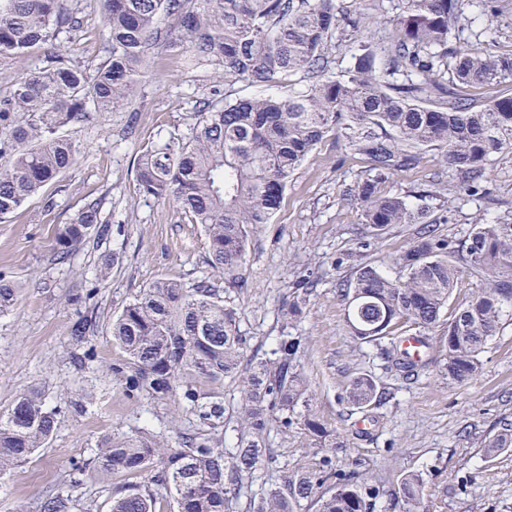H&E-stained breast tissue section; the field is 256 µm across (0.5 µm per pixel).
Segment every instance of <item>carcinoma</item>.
Listing matches in <instances>:
<instances>
[{
    "mask_svg": "<svg viewBox=\"0 0 512 512\" xmlns=\"http://www.w3.org/2000/svg\"><path fill=\"white\" fill-rule=\"evenodd\" d=\"M108 55L86 68L62 53L38 60L0 93V221L21 209L46 185L76 166L82 151L59 129L91 112H116L130 104L149 76L155 48H179L256 85L302 72L308 83L279 95L209 101L198 108L186 138L148 146L138 156L136 180L147 196L175 203L203 227L209 265L224 279L190 288L160 279L140 291L112 319L111 335L125 354L112 365L130 398L171 400L197 422L183 447L168 446L165 434L137 428L98 446L93 459L72 465L73 474L92 469L138 478L112 498L110 512H225L241 497L243 479L276 463L269 448L273 428L299 421L316 448L336 447V435L312 413L302 372L303 337L284 336L271 356L244 362L248 338L224 293L245 285L250 236L281 208L295 170L329 135L363 157L370 176L349 188L362 232L381 238L396 224L418 230L398 259L392 278L365 264L341 281L350 333L380 346L384 369L404 381L425 366L399 350V324L410 322L424 336L437 327L448 337L440 346L441 372L464 384L481 366L480 354L502 322L512 318V214L482 216L461 238L437 233L448 223L439 195L420 189L386 194L380 185L417 168L429 153L455 176L470 196L484 198L488 168L512 153V95L486 101L463 89L512 81V53L488 58L475 45L448 54V42L481 23L474 0H402L391 27L385 63L368 46L352 67L331 71L326 47L339 29L335 0H97ZM81 10L64 0H0V55L28 58L32 50L73 35ZM164 18L178 29L161 27ZM396 74L403 76L398 82ZM105 236L108 222L91 200L56 237L67 254L92 233ZM482 281L471 298L443 318L462 274ZM18 301L14 281L0 274V313ZM306 297L282 305L284 323L300 320ZM93 316L71 326L83 341ZM235 381L242 403L234 448L224 447L231 416L224 398L202 385ZM346 398L362 412L382 401L373 376L351 380ZM57 411L46 409L33 390L0 410V478L28 463L51 440ZM512 447V422L484 442L487 454ZM406 512L421 503L423 480L402 482ZM380 490L356 470L336 472L329 456L311 467L288 469L280 482L250 499V512H301L314 501L318 512H375Z\"/></svg>",
    "mask_w": 512,
    "mask_h": 512,
    "instance_id": "cac0c4a2",
    "label": "carcinoma"
}]
</instances>
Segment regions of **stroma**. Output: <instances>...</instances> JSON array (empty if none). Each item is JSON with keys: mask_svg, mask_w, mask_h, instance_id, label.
I'll use <instances>...</instances> for the list:
<instances>
[{"mask_svg": "<svg viewBox=\"0 0 512 512\" xmlns=\"http://www.w3.org/2000/svg\"><path fill=\"white\" fill-rule=\"evenodd\" d=\"M83 28L75 39L59 36L35 49L34 58L70 51L83 64L107 53L103 22L93 0H81ZM486 31H464L454 46L478 44L498 56L512 51V16L492 17ZM263 88L217 76L206 64L189 66L183 54L162 47L136 100L121 112H95L66 133L85 149L80 163L0 222V273L20 287L15 307L0 313V408L41 390L59 423L46 448L0 479V512H41L47 494L68 485L73 462L90 458L97 444L135 427L164 431L170 447L182 445L188 421L176 420L172 402L128 398L112 377L124 354L110 335L113 316L158 279L192 286L213 277L201 225L189 223L172 202L142 194L135 160L148 143L187 135L196 100H236ZM368 164L335 137L325 139L294 172L281 209L254 234L246 258V287L229 294L250 349L268 353L283 336L307 339L301 359L313 413L335 430L342 446L337 471L357 469L380 489L381 512H405L401 483L416 473L425 483L423 512H512V448L489 456L482 441L501 421H512V321H505L482 355L480 372L462 385L448 384L426 351L418 379L401 383L383 374L378 347L351 335L336 284L362 263L397 274L396 261L412 230L395 226L383 238L360 235V218L343 201L344 191L364 176ZM444 176L441 200L448 211L443 234L460 238L489 200L459 192ZM100 199L111 223L108 236L88 237L72 256L57 260L56 234L86 200ZM316 280L298 323L283 325L280 309L296 281ZM95 289L93 299L76 294ZM96 319L93 335L79 342L69 327L78 312ZM377 376L389 397L366 413L346 401L351 379ZM276 467L246 477L242 496L226 512H247L251 498L280 479V468L317 463L302 425L273 430ZM122 475L86 472L69 487L70 512H109Z\"/></svg>", "mask_w": 512, "mask_h": 512, "instance_id": "obj_1", "label": "stroma"}]
</instances>
